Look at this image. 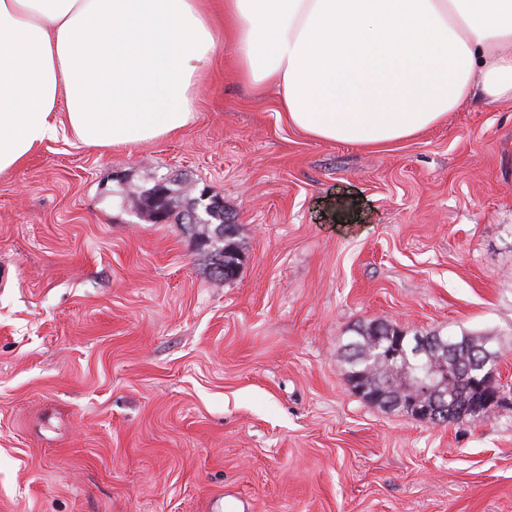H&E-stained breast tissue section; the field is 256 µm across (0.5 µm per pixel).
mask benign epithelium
Masks as SVG:
<instances>
[{"mask_svg": "<svg viewBox=\"0 0 512 512\" xmlns=\"http://www.w3.org/2000/svg\"><path fill=\"white\" fill-rule=\"evenodd\" d=\"M153 205L157 222H168L178 210L188 224L204 222L199 206L210 210L223 205L220 197L205 191L195 200L194 208L175 207L170 200L166 181L157 183ZM356 358L386 364L389 372L400 376L401 386L395 394H387L383 383L370 377L371 371H356L346 377L348 386L359 396L385 405L402 414L431 424L439 423L446 411L473 420L484 418L486 409H501L507 399L502 381L500 356L482 347V357L462 368L453 360L455 347L439 335L417 333L412 337L387 333L379 335L370 349L358 347Z\"/></svg>", "mask_w": 512, "mask_h": 512, "instance_id": "7a95c632", "label": "benign epithelium"}]
</instances>
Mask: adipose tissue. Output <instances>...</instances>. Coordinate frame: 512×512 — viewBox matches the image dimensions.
Returning a JSON list of instances; mask_svg holds the SVG:
<instances>
[{
	"instance_id": "obj_1",
	"label": "adipose tissue",
	"mask_w": 512,
	"mask_h": 512,
	"mask_svg": "<svg viewBox=\"0 0 512 512\" xmlns=\"http://www.w3.org/2000/svg\"><path fill=\"white\" fill-rule=\"evenodd\" d=\"M213 2L0 0V174L65 130L108 150L183 129L221 31L317 140L385 145L512 101V0Z\"/></svg>"
}]
</instances>
